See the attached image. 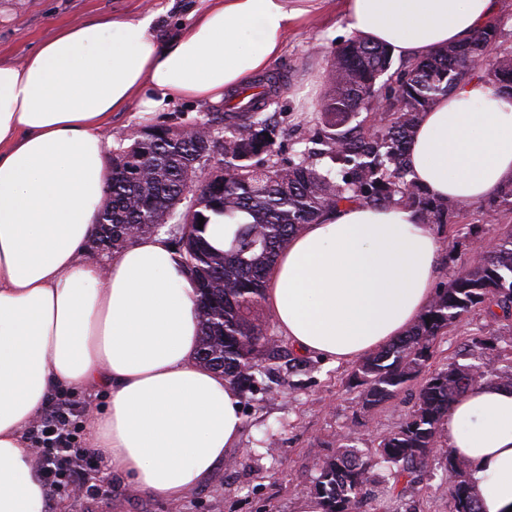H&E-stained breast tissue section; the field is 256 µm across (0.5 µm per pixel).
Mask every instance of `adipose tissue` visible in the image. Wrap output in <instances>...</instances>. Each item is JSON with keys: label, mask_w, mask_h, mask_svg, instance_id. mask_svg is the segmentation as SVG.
I'll list each match as a JSON object with an SVG mask.
<instances>
[{"label": "adipose tissue", "mask_w": 512, "mask_h": 512, "mask_svg": "<svg viewBox=\"0 0 512 512\" xmlns=\"http://www.w3.org/2000/svg\"><path fill=\"white\" fill-rule=\"evenodd\" d=\"M324 0H206L172 39L154 18L58 29L0 60V512H49L31 435L57 393L106 394L85 414L104 475L171 502L235 445L239 392L199 362L194 282L167 234L98 260L114 113L169 98L222 101L267 71ZM354 37L419 58L472 38L499 0H341ZM410 180L466 207L512 183V97L460 82L421 116ZM441 243L414 209L346 203L306 224L267 276L263 304L302 356L337 367L408 334L437 292ZM481 512H512V388L473 386L448 412Z\"/></svg>", "instance_id": "obj_1"}]
</instances>
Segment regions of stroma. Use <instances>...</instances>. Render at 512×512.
<instances>
[{
    "mask_svg": "<svg viewBox=\"0 0 512 512\" xmlns=\"http://www.w3.org/2000/svg\"><path fill=\"white\" fill-rule=\"evenodd\" d=\"M201 6V0H0V57L21 60L58 28L115 12H154L159 35L169 37ZM347 40L338 14L326 10L289 34L282 56L270 67V76L281 80L271 109L283 156L298 150L300 138L317 121L326 69L336 47ZM226 109L222 101L185 99L150 114L133 106L113 115L112 139L120 141L132 128L146 124L177 127ZM448 222L458 230L481 225L490 250L512 229V208L501 206L485 216L469 206L457 209ZM501 329L483 312L471 313L438 337L431 367L454 358L464 336ZM277 343L275 359L260 360L253 389L241 396L244 424L237 447L228 449L226 462L183 501L176 504L144 494L112 478L106 490L84 499L53 494L61 512H295L298 499L317 481L319 463L335 454L337 436L351 437L362 448L370 446L397 426L415 402L419 384L414 381L398 398L365 415L359 389L349 384L352 365L328 368L313 356L297 365L287 339L278 338ZM244 448L251 449V456L241 457ZM438 483V478H427L407 489L405 512H448V498Z\"/></svg>",
    "mask_w": 512,
    "mask_h": 512,
    "instance_id": "stroma-1",
    "label": "stroma"
}]
</instances>
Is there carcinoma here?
I'll list each match as a JSON object with an SVG mask.
<instances>
[{
    "label": "carcinoma",
    "instance_id": "cac0c4a2",
    "mask_svg": "<svg viewBox=\"0 0 512 512\" xmlns=\"http://www.w3.org/2000/svg\"><path fill=\"white\" fill-rule=\"evenodd\" d=\"M489 21L470 41L392 68L391 50L360 38L338 47L327 70L328 90L318 103L320 127L304 148L284 159L276 148L269 91L246 112H208L204 127L223 126L224 181L187 182L204 173L214 144L180 138L165 124L112 148V178L98 228L112 229V251L135 238L167 234L195 282L201 312V363L243 390L255 384L256 359L275 340L259 312L267 274L280 250L305 224L344 201L417 209L423 223H448L457 204L436 200L407 179L406 149L420 114L469 76L512 95V47ZM392 109L381 121H358L375 94ZM204 225H199V217ZM211 224L231 227L224 248L207 237ZM512 322V233L438 289L424 317L402 339L358 362L351 378L362 409L372 414L422 378L413 409L372 448L336 437V455L319 465L311 489L323 512H373L378 496L402 497L406 488L440 467L446 474L448 512H480L469 464L446 448L443 425L450 405L471 386L512 387V337L470 334L453 361L427 370L435 342L475 311Z\"/></svg>",
    "mask_w": 512,
    "mask_h": 512
}]
</instances>
